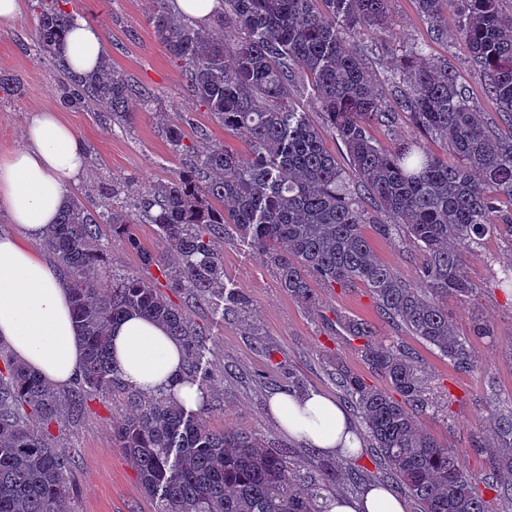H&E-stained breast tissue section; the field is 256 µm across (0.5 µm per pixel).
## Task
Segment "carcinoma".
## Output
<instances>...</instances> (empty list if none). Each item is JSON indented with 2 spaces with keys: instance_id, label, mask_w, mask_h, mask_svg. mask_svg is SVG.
I'll use <instances>...</instances> for the list:
<instances>
[{
  "instance_id": "cac0c4a2",
  "label": "carcinoma",
  "mask_w": 512,
  "mask_h": 512,
  "mask_svg": "<svg viewBox=\"0 0 512 512\" xmlns=\"http://www.w3.org/2000/svg\"><path fill=\"white\" fill-rule=\"evenodd\" d=\"M149 17L156 39L180 69L193 97L226 129L246 132L253 158L206 134L184 143L183 118L158 117L170 148L185 156L164 181L125 189L121 206L101 198L70 197L41 246L54 258L72 293V311L85 346L73 386L59 391L36 371L0 351V512H63L70 496L73 459L51 429L75 428L99 396H120L126 413L112 437L134 466L155 512H322L321 490L355 483L361 475L343 459L321 465L323 486L303 487L288 452L264 436L216 431L204 412L164 397L147 396L115 375L109 328L130 315L166 326L186 348L188 378L196 381L206 330L165 295L203 298L224 290L218 242L238 230L270 263L276 283L305 306L315 286L361 284L386 318L403 326L464 373L476 368L467 341L455 332L442 301L473 292L467 261L480 241L504 225L512 233V132L484 121L458 73L415 48L403 55L380 90L376 75L350 43L369 29L390 37V0H222L212 26L176 17L169 0H154ZM67 0H40L36 45L53 60L64 103L91 109L125 127L145 111L154 93L132 84L104 55L91 74L71 71L56 45L74 22ZM436 40L448 32L444 11L458 17L455 42L483 76L485 95L512 127V17L500 0H416ZM238 38L224 42V28ZM310 78L327 130L340 141L358 181L326 148L322 131L288 105V87ZM406 118L418 132L388 149L371 135L375 125ZM441 142L439 155L424 139ZM377 212L384 224L370 216ZM395 227L423 256L417 281L408 283L374 254L364 225ZM154 224L164 244L144 254L143 275L117 274L102 259L107 234L133 242V226ZM156 268L157 274L150 272ZM339 324L365 340L364 358L396 392L369 386L351 373L338 384L357 409L387 478L419 512H493V501L472 482L462 455L418 424L426 407L406 352L368 342L361 319ZM485 449V490L512 500V414L494 421Z\"/></svg>"
}]
</instances>
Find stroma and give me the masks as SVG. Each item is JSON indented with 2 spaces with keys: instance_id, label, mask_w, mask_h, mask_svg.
<instances>
[{
  "instance_id": "stroma-1",
  "label": "stroma",
  "mask_w": 512,
  "mask_h": 512,
  "mask_svg": "<svg viewBox=\"0 0 512 512\" xmlns=\"http://www.w3.org/2000/svg\"><path fill=\"white\" fill-rule=\"evenodd\" d=\"M67 9L100 28L113 64L154 92L156 109L138 112L134 123L122 128L105 124L96 113L65 107L51 61L34 52L37 0H25L19 16L0 22V71L17 76L21 83L18 94L0 92V156L22 146V125L31 112L53 109L85 146L86 175L75 195L109 183L139 186L164 180L181 167L182 160L159 131L157 113L162 110L184 113L210 141L229 144L243 161H250L244 132L224 129L211 120L188 93L176 64L154 36L149 23L152 0H69ZM390 12L393 40L380 42L369 30L353 38L377 77L388 75L404 51L423 46L427 58L458 69L479 110L486 119L496 120V105L485 96L478 72L456 53L452 40L432 38L414 0H392ZM133 232L140 244L136 250L124 241L104 239L113 271L138 273L140 251L162 250L155 225L139 224ZM365 232L378 258L414 281L422 258L403 233L392 230L383 235L370 224ZM223 256L224 290L246 298L245 309H233L225 297L206 301L176 297L208 333L200 381L212 428L262 434L272 447L288 451L302 484L319 479L317 464L323 454L288 437L269 416L267 399L275 389L289 385L297 391L318 389L344 401L336 384L340 369L359 374L368 384L384 386V379L364 363L361 341L346 336L336 321L337 316L352 315L371 324L373 343L412 353L429 400L420 418L422 427L442 444L464 453L470 475L475 482L484 481L488 468L475 448L487 446L488 428L496 417L512 412V286L504 282L506 269L512 267L511 231L504 228L484 238L468 262L473 294L447 301L457 334L476 352L477 367L468 374L457 373L437 351L389 322L364 286L318 289L316 305L308 307L278 288L266 257L250 239L230 235ZM483 325L489 327V335H477V327ZM124 413L120 398L97 399L77 429L57 431L59 445L74 457V494L67 502L68 512H154L132 463L112 438V426Z\"/></svg>"
}]
</instances>
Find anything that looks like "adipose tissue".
I'll return each mask as SVG.
<instances>
[{
	"label": "adipose tissue",
	"instance_id": "adipose-tissue-1",
	"mask_svg": "<svg viewBox=\"0 0 512 512\" xmlns=\"http://www.w3.org/2000/svg\"><path fill=\"white\" fill-rule=\"evenodd\" d=\"M57 50L81 73L95 71L104 52L100 29L77 20ZM23 147L0 156V205L16 233L0 234V345L64 389L79 378L84 345L72 315L71 290L56 266L33 247L56 223L71 190L86 171L82 140L59 112L39 110L26 119ZM111 366L127 384L188 406L202 403L184 375L185 349L161 324L129 316L110 327ZM267 410L288 437L328 456L357 459L362 440L347 410L318 390L274 391ZM324 512H407L388 486L372 484L357 495H327Z\"/></svg>",
	"mask_w": 512,
	"mask_h": 512
}]
</instances>
